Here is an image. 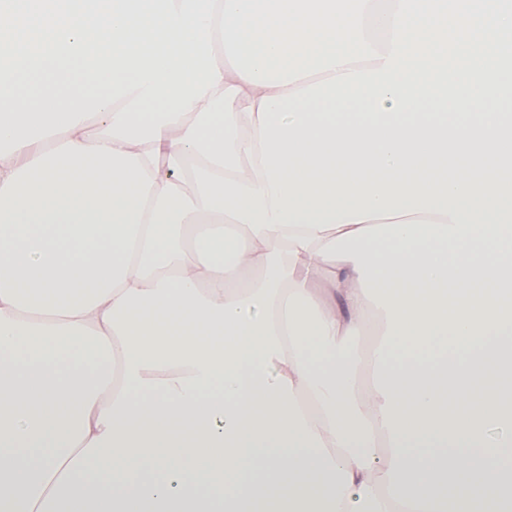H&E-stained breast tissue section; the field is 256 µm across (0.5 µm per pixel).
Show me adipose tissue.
I'll use <instances>...</instances> for the list:
<instances>
[{
  "instance_id": "1",
  "label": "adipose tissue",
  "mask_w": 512,
  "mask_h": 512,
  "mask_svg": "<svg viewBox=\"0 0 512 512\" xmlns=\"http://www.w3.org/2000/svg\"><path fill=\"white\" fill-rule=\"evenodd\" d=\"M224 5L0 12V512H512L474 105L259 79Z\"/></svg>"
}]
</instances>
